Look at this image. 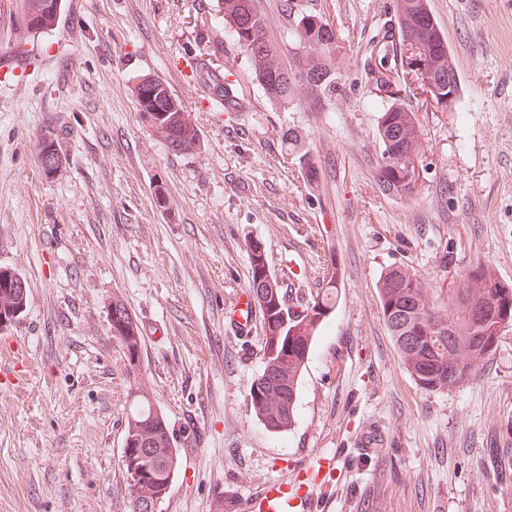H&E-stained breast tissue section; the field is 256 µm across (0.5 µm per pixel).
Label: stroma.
I'll return each mask as SVG.
<instances>
[{
  "label": "stroma",
  "mask_w": 512,
  "mask_h": 512,
  "mask_svg": "<svg viewBox=\"0 0 512 512\" xmlns=\"http://www.w3.org/2000/svg\"><path fill=\"white\" fill-rule=\"evenodd\" d=\"M218 2L64 0L57 27L30 35L22 0H0V267L29 295L0 327V512H129L123 420L138 387L181 455L159 512L242 504L326 457L316 512H512V328L480 377L428 393L402 368L376 290L398 264L442 309L477 264L512 285V0H428L460 79L446 109L415 77L367 73L393 67L394 0H311L341 34L323 112L266 98ZM204 71L232 75L239 111L212 104ZM146 74L179 98L199 150L171 152L142 124L132 89ZM395 102L424 134L408 197L375 179L379 112ZM288 128L316 182L282 141ZM48 134L66 160L53 176L38 153ZM255 239L288 294L317 292L328 263L340 272L283 434L249 407L261 311L243 335L227 318ZM115 297L142 332L135 372L110 331ZM368 430L377 451L358 444Z\"/></svg>",
  "instance_id": "1"
}]
</instances>
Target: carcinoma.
<instances>
[{
	"label": "carcinoma",
	"instance_id": "1",
	"mask_svg": "<svg viewBox=\"0 0 512 512\" xmlns=\"http://www.w3.org/2000/svg\"><path fill=\"white\" fill-rule=\"evenodd\" d=\"M63 6L55 0H24L17 21L26 33L53 30L59 22ZM400 57L412 52L422 57L426 66L456 73L446 49L438 44L435 28L413 30V21L395 12ZM224 29L244 52L255 79L265 96L273 103L286 106L301 96L310 108L325 111V105L336 93V50L323 43L320 32L298 26L291 31L295 48L301 50L300 65L311 70L328 66L333 75L323 84L304 88L288 81V69L282 63L281 48L271 40L267 20L259 0H223ZM159 94L145 103L137 102L138 111L148 113L147 126L176 153H189L199 148L200 136L182 104L167 110L174 97L169 87L154 78ZM377 130L381 149L375 178L387 193L401 196L412 191L392 189L384 175L399 151L422 155L424 143L416 112L402 104L384 108L378 117ZM394 131V136L387 132ZM282 139L297 153L300 165L312 161L298 131L289 128ZM51 151L56 158L50 174L63 167V159L54 138L44 136L39 152ZM250 280L248 288L263 315V370L250 388V408L255 417L273 433L291 429L298 406L300 387L307 367L311 346L322 325L336 305L338 272L332 271L325 286L316 296L295 298L290 302L286 292L272 276L261 243L250 247ZM21 275L13 268L0 267V325L16 320L28 303L27 290L15 287ZM382 315L397 348L400 361L423 390L448 392L481 373L484 360L493 353L499 337L495 327L503 310L512 305V285L503 283L489 265H479L465 273L459 288L448 301V308L438 309L430 297V289L409 266L387 268L376 284ZM463 299L478 311V322H461L453 341L438 336L433 327L448 324L456 316V302ZM112 336L119 337L128 366L141 360V330L137 321L120 300L111 302ZM122 466L127 475L131 512H156L162 493L173 483L180 466L169 421L163 411L146 395L136 394L130 401L124 425Z\"/></svg>",
	"mask_w": 512,
	"mask_h": 512
}]
</instances>
